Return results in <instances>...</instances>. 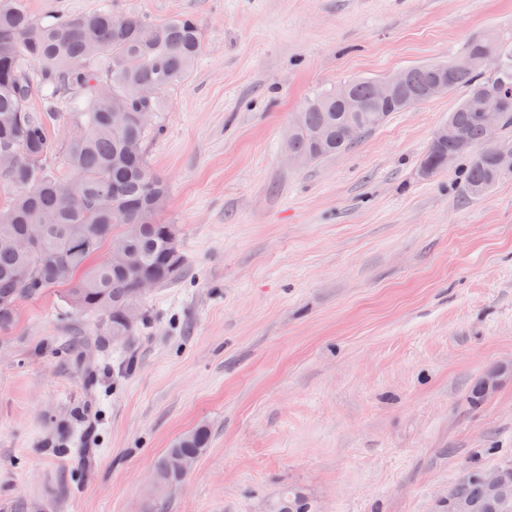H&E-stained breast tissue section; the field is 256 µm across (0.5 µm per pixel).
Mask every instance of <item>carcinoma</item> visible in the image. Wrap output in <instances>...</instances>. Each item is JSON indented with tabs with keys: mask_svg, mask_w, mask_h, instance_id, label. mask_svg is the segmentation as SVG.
I'll return each mask as SVG.
<instances>
[{
	"mask_svg": "<svg viewBox=\"0 0 512 512\" xmlns=\"http://www.w3.org/2000/svg\"><path fill=\"white\" fill-rule=\"evenodd\" d=\"M202 51L200 28L179 16L161 25L118 13L106 2L98 10L61 15L49 9L35 18L23 0L0 3V155L17 152L11 163L0 161V189L10 192L0 206V335L12 331L24 300L58 288L68 309L99 316L111 336H130L121 311L140 305L136 279L104 258H90L101 247L124 251L129 262L163 286L182 278L185 263L168 260V232L160 220L167 182L147 164L143 144L150 127L139 114L163 112V91L188 79ZM33 65L28 69L26 64ZM404 84L392 100L375 98L376 78H354L322 89L296 113L289 130L293 151L315 162L347 151L388 117L425 101L435 83L462 96L448 113V139L431 140L421 169L433 175L459 165L466 194L481 198L512 181L497 158L479 151L489 126L498 127L512 151V109L486 112L482 101L499 95L512 100V31L495 30L471 40L446 63L403 70ZM70 104L74 133L62 145L50 134V122L61 100ZM360 110H349L348 101ZM139 225L129 233V226ZM39 247L26 252L6 245L32 233ZM210 441L201 425L175 440L157 460L153 474L159 490L155 507L184 479L173 470V456L197 458ZM463 493L478 512H512L487 502L484 484L471 480ZM306 493L295 487L269 503L270 512H301Z\"/></svg>",
	"mask_w": 512,
	"mask_h": 512,
	"instance_id": "obj_1",
	"label": "carcinoma"
}]
</instances>
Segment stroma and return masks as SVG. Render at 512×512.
Masks as SVG:
<instances>
[{
    "label": "stroma",
    "instance_id": "obj_1",
    "mask_svg": "<svg viewBox=\"0 0 512 512\" xmlns=\"http://www.w3.org/2000/svg\"><path fill=\"white\" fill-rule=\"evenodd\" d=\"M198 21L189 79L144 153L169 184L185 278L130 340L57 290L0 338V512H144L156 461L212 437L165 512H443L464 469L512 459V182L423 175L450 92L305 166L284 145L324 86L446 62L512 29V0H114ZM86 337L74 361L70 341ZM503 370H493L485 375L482 379V387L485 397H490L499 388ZM481 380L476 383L470 392V398L472 402H481L484 397L482 394ZM308 507L306 493L299 488L288 487V491L269 503V512H303L301 509Z\"/></svg>",
    "mask_w": 512,
    "mask_h": 512
}]
</instances>
